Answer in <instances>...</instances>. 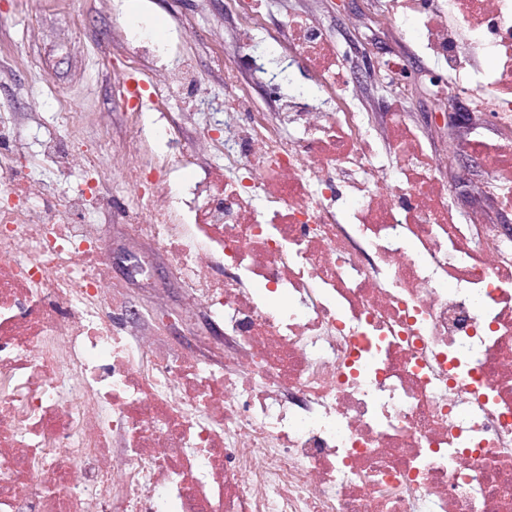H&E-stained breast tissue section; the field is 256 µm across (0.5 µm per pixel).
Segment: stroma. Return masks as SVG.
Segmentation results:
<instances>
[{
  "instance_id": "obj_1",
  "label": "stroma",
  "mask_w": 512,
  "mask_h": 512,
  "mask_svg": "<svg viewBox=\"0 0 512 512\" xmlns=\"http://www.w3.org/2000/svg\"><path fill=\"white\" fill-rule=\"evenodd\" d=\"M256 6L273 33L282 29L289 15L320 17L340 58L352 59L367 49L381 59H399L424 72L437 68L419 51L416 25L389 15V0H256ZM139 8V15L132 19L123 0H0V102L10 106L9 111L0 112V127L24 144L17 163L29 166L31 176L45 182L53 196H61L69 186L83 187L89 179L98 192L111 195V209L89 213L92 223L102 227L110 252L135 242L124 225L112 221L113 211L136 195L135 188L123 184L120 171L113 169V152H124L128 168L160 164L169 152L160 140L137 151L124 150L128 115L121 110L117 85L127 70L126 52L137 48L156 19H164L167 35L155 41L154 58L143 59L144 72L153 79L160 68L171 69L181 59L191 58L217 106L224 101V69L217 58L236 26L235 17L224 12V0H140ZM356 13L364 24L352 40L340 22ZM366 87L365 108L376 124H384L391 113H402L426 140L441 147L467 134L463 128L451 134L446 128L427 126L426 112L437 99L431 89L396 99L387 80H370ZM203 109L186 88L169 100L164 111L145 113L144 119L151 125L175 128L182 143L188 144L196 131L184 124L183 115ZM54 136L67 147L98 154L95 168L79 170L66 187L57 183L54 169L37 157L42 142ZM138 245L140 252L154 251L155 267L167 270L170 259L163 249H151L145 241ZM133 266L130 259L109 264L111 286L125 295L129 306L128 311L115 313V320H128L129 310L138 309L143 335L159 337L177 351L195 349L193 329L178 319L168 327L158 321L151 307V287L132 278Z\"/></svg>"
}]
</instances>
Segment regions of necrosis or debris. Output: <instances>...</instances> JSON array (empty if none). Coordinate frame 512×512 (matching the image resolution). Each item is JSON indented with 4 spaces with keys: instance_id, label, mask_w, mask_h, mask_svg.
Returning <instances> with one entry per match:
<instances>
[{
    "instance_id": "1",
    "label": "necrosis or debris",
    "mask_w": 512,
    "mask_h": 512,
    "mask_svg": "<svg viewBox=\"0 0 512 512\" xmlns=\"http://www.w3.org/2000/svg\"><path fill=\"white\" fill-rule=\"evenodd\" d=\"M253 2L229 0L223 162L196 170L200 129L124 170L138 194L115 215L170 255L180 318L223 323V365L113 329L103 242L72 221L110 200L47 205L18 143L0 153V512H512V237L456 221L441 176L469 152L477 193L512 210V0H402L425 53L493 95L501 135L444 155L397 112L378 146L357 83L332 112L256 108L247 84L273 75ZM284 47L328 93L350 76L318 20ZM139 73L119 89L130 151L169 137L139 121L165 96L133 93Z\"/></svg>"
}]
</instances>
